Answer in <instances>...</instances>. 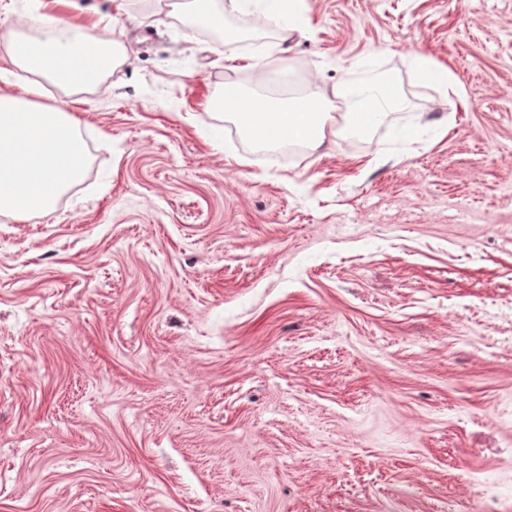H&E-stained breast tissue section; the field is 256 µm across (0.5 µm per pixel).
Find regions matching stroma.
Here are the masks:
<instances>
[{
  "label": "stroma",
  "mask_w": 512,
  "mask_h": 512,
  "mask_svg": "<svg viewBox=\"0 0 512 512\" xmlns=\"http://www.w3.org/2000/svg\"><path fill=\"white\" fill-rule=\"evenodd\" d=\"M111 18L83 181L0 215V512H512V0ZM447 67L455 89L409 58ZM387 84L367 138L257 156L228 86Z\"/></svg>",
  "instance_id": "stroma-1"
}]
</instances>
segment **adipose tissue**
Returning a JSON list of instances; mask_svg holds the SVG:
<instances>
[{
    "instance_id": "ef3b65f1",
    "label": "adipose tissue",
    "mask_w": 512,
    "mask_h": 512,
    "mask_svg": "<svg viewBox=\"0 0 512 512\" xmlns=\"http://www.w3.org/2000/svg\"><path fill=\"white\" fill-rule=\"evenodd\" d=\"M253 3L264 21L288 31L305 21L295 0H172V11L189 12L209 28L224 27V16ZM122 46L93 29L52 21L39 38L13 37L8 64L0 67V214L26 218L50 211L60 196L80 182L87 165L81 121L74 112L42 101L41 78L61 90L78 92L101 81L122 59ZM32 74L22 93L11 91L15 70ZM350 107L341 114L343 130L364 134L403 101L378 85L348 87ZM215 106L232 116L246 137L263 144L298 141L311 148L325 141L334 105L316 89L295 98L273 100L254 93L225 92Z\"/></svg>"
}]
</instances>
